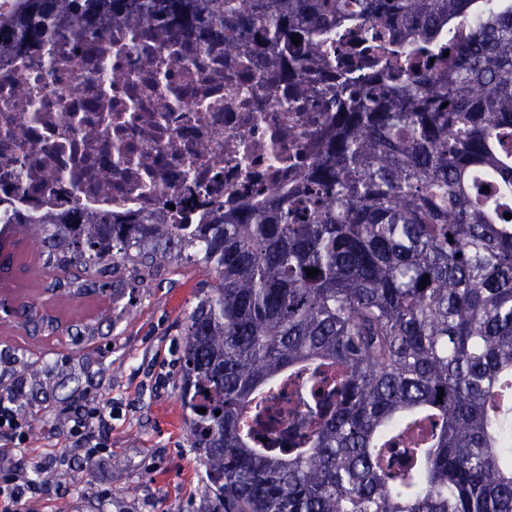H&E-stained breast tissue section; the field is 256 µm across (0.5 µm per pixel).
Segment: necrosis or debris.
<instances>
[{"label":"necrosis or debris","instance_id":"necrosis-or-debris-1","mask_svg":"<svg viewBox=\"0 0 512 512\" xmlns=\"http://www.w3.org/2000/svg\"><path fill=\"white\" fill-rule=\"evenodd\" d=\"M85 41L77 30L0 58L1 217L37 224L75 205L136 217L172 193L169 223L199 224L218 201H270L318 153L326 114L243 59L182 53L142 23L99 36L91 55Z\"/></svg>","mask_w":512,"mask_h":512}]
</instances>
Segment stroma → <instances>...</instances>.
Instances as JSON below:
<instances>
[{
    "instance_id": "obj_1",
    "label": "stroma",
    "mask_w": 512,
    "mask_h": 512,
    "mask_svg": "<svg viewBox=\"0 0 512 512\" xmlns=\"http://www.w3.org/2000/svg\"><path fill=\"white\" fill-rule=\"evenodd\" d=\"M36 244L25 241L8 274L0 273V395L21 394L33 427L14 465L53 460L52 490L35 512H202L215 496L191 446L189 409L181 400L184 328L196 294L214 272L172 262L160 277L130 283L113 301L112 275L93 290L70 294L41 271ZM30 305L57 319L62 333L27 335L17 311ZM96 324L94 334L84 331ZM96 403L111 414L97 440L111 453L86 459L69 422Z\"/></svg>"
}]
</instances>
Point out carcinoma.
<instances>
[{
    "mask_svg": "<svg viewBox=\"0 0 512 512\" xmlns=\"http://www.w3.org/2000/svg\"><path fill=\"white\" fill-rule=\"evenodd\" d=\"M367 18L376 42L314 98L324 43ZM131 21L296 75L331 113L319 157L201 224L74 208L0 235L25 225L75 293L172 259L215 270L181 389L224 512H512V0H12L0 56ZM297 370L288 428L255 447Z\"/></svg>",
    "mask_w": 512,
    "mask_h": 512,
    "instance_id": "obj_1",
    "label": "carcinoma"
}]
</instances>
